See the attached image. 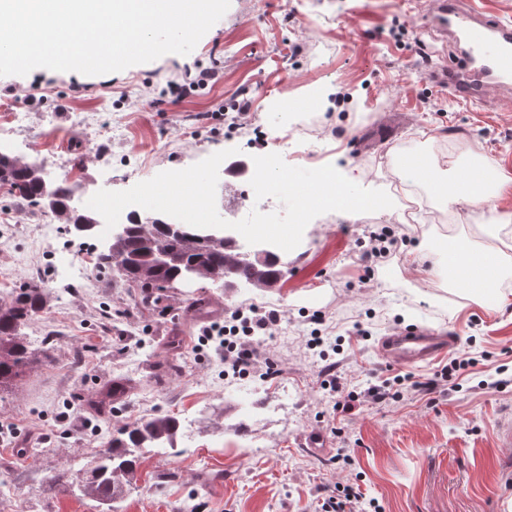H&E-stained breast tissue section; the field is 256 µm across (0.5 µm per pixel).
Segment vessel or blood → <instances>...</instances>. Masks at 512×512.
I'll return each instance as SVG.
<instances>
[{
    "label": "vessel or blood",
    "mask_w": 512,
    "mask_h": 512,
    "mask_svg": "<svg viewBox=\"0 0 512 512\" xmlns=\"http://www.w3.org/2000/svg\"><path fill=\"white\" fill-rule=\"evenodd\" d=\"M427 27L456 46V62L435 68L428 78L458 101L480 102L512 86V23L494 17L478 0H433ZM456 344L451 333L413 325L384 337L380 355L396 364L427 363Z\"/></svg>",
    "instance_id": "vessel-or-blood-1"
}]
</instances>
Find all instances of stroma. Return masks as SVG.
<instances>
[{"mask_svg":"<svg viewBox=\"0 0 512 512\" xmlns=\"http://www.w3.org/2000/svg\"><path fill=\"white\" fill-rule=\"evenodd\" d=\"M429 4L231 0L185 56L95 76L46 68L0 76V141L49 179L72 176L83 196L227 149L216 198L233 221L251 189L253 156L277 152L286 135L303 153L296 166L330 164L364 188L396 189L418 204L317 216L281 255L282 287L195 284L151 314L135 289L96 268L98 238L58 220L44 233V210L0 195V302L26 271L41 270L50 301L25 336L35 349L54 338L52 364L0 393V512H100L95 501L48 488L46 477L78 470L116 430L157 412L181 420L177 450L147 454L121 512H319L347 485L377 512H512V445L498 437L512 423V302L495 310L402 267L420 223L464 225L477 248L487 240L481 212L431 200L421 184L397 185L399 158H425L451 183L442 157L465 168L477 150L512 177V92L488 110L428 80L455 52L425 31ZM201 68L216 72L212 85L177 101L168 95L170 83H190ZM392 112L409 118L393 137L374 139ZM384 230L399 246L367 272L368 236ZM200 296L228 311H279L274 336L250 339L259 371L225 375L222 351L202 341L205 322L186 315ZM411 323L455 331L459 343L430 363L381 360L380 337ZM454 358L468 367L435 393L395 381H427ZM331 363L359 395L352 410H336L324 388ZM116 380L130 390L105 421L90 402ZM371 385L390 399L367 401ZM311 433L326 450L302 446Z\"/></svg>","mask_w":512,"mask_h":512,"instance_id":"obj_1","label":"stroma"}]
</instances>
